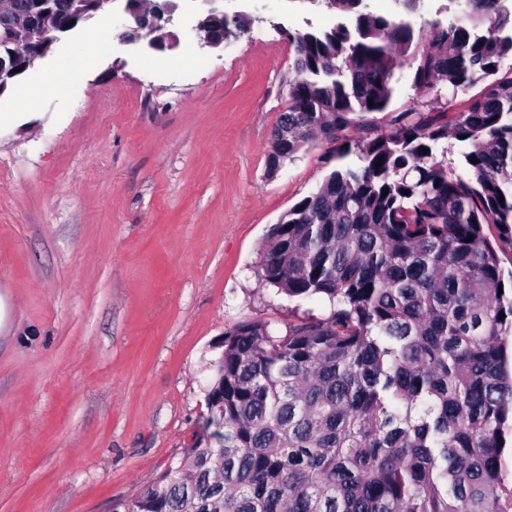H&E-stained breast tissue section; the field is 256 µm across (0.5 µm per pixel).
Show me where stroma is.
<instances>
[{
	"instance_id": "stroma-1",
	"label": "stroma",
	"mask_w": 512,
	"mask_h": 512,
	"mask_svg": "<svg viewBox=\"0 0 512 512\" xmlns=\"http://www.w3.org/2000/svg\"><path fill=\"white\" fill-rule=\"evenodd\" d=\"M123 7L0 96V512H111L200 427L225 331L282 334L331 312L264 286L260 262L270 228L336 165L318 142L267 171L291 36L333 12L224 0L250 29L203 49L200 4L180 0L179 43L160 52L118 41ZM93 45V64L29 106L21 87Z\"/></svg>"
}]
</instances>
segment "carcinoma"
Returning a JSON list of instances; mask_svg holds the SVG:
<instances>
[{
    "instance_id": "obj_1",
    "label": "carcinoma",
    "mask_w": 512,
    "mask_h": 512,
    "mask_svg": "<svg viewBox=\"0 0 512 512\" xmlns=\"http://www.w3.org/2000/svg\"><path fill=\"white\" fill-rule=\"evenodd\" d=\"M324 2L335 23L293 37L268 168L314 142L336 166L271 229L261 277L333 311L224 332L201 429L112 512H512V12L468 0L416 31ZM403 68L419 90L481 89L395 111ZM450 137L460 173L436 155Z\"/></svg>"
}]
</instances>
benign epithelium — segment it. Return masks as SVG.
I'll use <instances>...</instances> for the list:
<instances>
[{"mask_svg":"<svg viewBox=\"0 0 512 512\" xmlns=\"http://www.w3.org/2000/svg\"><path fill=\"white\" fill-rule=\"evenodd\" d=\"M208 9L196 24L200 45L216 49L224 45V34L208 29L209 20L224 14L220 0H202ZM112 0H0V96L6 92V79L14 76L21 56L35 62L45 59L57 44L77 28L71 20L83 15L99 16ZM175 0H151V9H141L137 0H125L128 24L120 34L123 41L147 40L155 50L161 44L177 46V37L170 28L178 20Z\"/></svg>","mask_w":512,"mask_h":512,"instance_id":"benign-epithelium-1","label":"benign epithelium"}]
</instances>
